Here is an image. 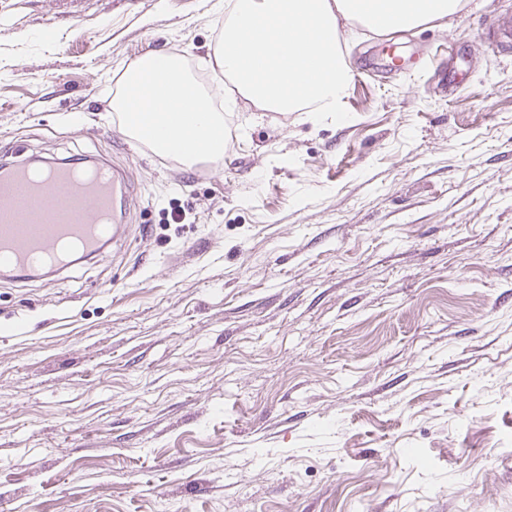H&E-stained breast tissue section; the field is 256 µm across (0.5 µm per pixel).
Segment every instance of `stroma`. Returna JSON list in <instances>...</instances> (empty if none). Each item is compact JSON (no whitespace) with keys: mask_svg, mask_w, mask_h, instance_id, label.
Segmentation results:
<instances>
[{"mask_svg":"<svg viewBox=\"0 0 512 512\" xmlns=\"http://www.w3.org/2000/svg\"><path fill=\"white\" fill-rule=\"evenodd\" d=\"M506 13L346 29L335 119L239 101L190 169L111 100L153 49L222 99L211 0H0V155L135 192L99 257L0 278V512H512ZM484 39L500 51L512 48V19L511 17L494 16L490 19Z\"/></svg>","mask_w":512,"mask_h":512,"instance_id":"35a3bbf8","label":"stroma"}]
</instances>
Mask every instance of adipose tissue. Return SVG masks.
<instances>
[{
  "label": "adipose tissue",
  "mask_w": 512,
  "mask_h": 512,
  "mask_svg": "<svg viewBox=\"0 0 512 512\" xmlns=\"http://www.w3.org/2000/svg\"><path fill=\"white\" fill-rule=\"evenodd\" d=\"M462 0H214L222 20L213 54L236 91L259 109L338 112L351 78L341 22L378 35L447 26ZM125 135L187 167L224 157V113L183 57L150 50L127 64L112 95Z\"/></svg>",
  "instance_id": "1"
}]
</instances>
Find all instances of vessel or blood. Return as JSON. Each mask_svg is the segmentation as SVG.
Returning <instances> with one entry per match:
<instances>
[{
	"mask_svg": "<svg viewBox=\"0 0 512 512\" xmlns=\"http://www.w3.org/2000/svg\"><path fill=\"white\" fill-rule=\"evenodd\" d=\"M485 39L512 49V19L492 17ZM70 163L34 167L20 160L0 165V267L24 278L39 268H61L73 254L98 255L122 231L119 206L131 188L117 168L99 165L93 179H76Z\"/></svg>",
	"mask_w": 512,
	"mask_h": 512,
	"instance_id": "obj_1",
	"label": "vessel or blood"
}]
</instances>
